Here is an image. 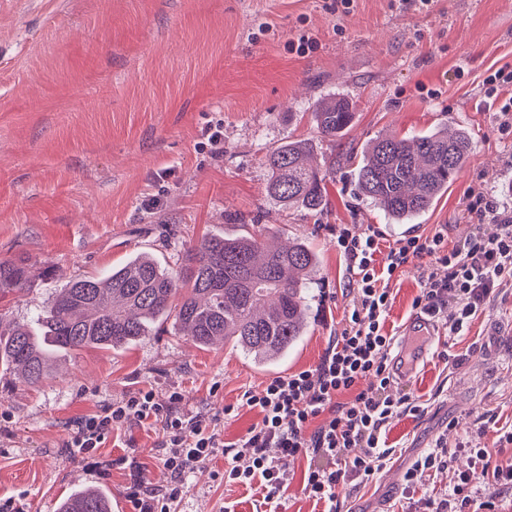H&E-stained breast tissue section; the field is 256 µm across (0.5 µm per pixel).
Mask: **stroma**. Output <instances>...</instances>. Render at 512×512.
Segmentation results:
<instances>
[{
  "mask_svg": "<svg viewBox=\"0 0 512 512\" xmlns=\"http://www.w3.org/2000/svg\"><path fill=\"white\" fill-rule=\"evenodd\" d=\"M303 35L316 48L289 52ZM502 67L512 71V0H0V257H23L41 274L0 300V322H30L70 281L138 253L174 271L203 238L246 230L309 242L320 279L309 329L280 363L254 365L231 342L196 346L163 318L126 347L63 354L42 384L0 375V498L58 512L72 492L99 487L112 512H133L136 485L165 488L159 425L115 431L97 470L66 448L75 421L142 388L179 393L185 414L218 415L222 439L245 434L258 415L243 394L314 367L341 325L351 296L332 226L385 223L355 183L372 138L447 124L474 138L463 171L411 233L441 229L457 243L480 187L512 207V132L499 130L483 83ZM328 96L349 98L355 112L333 144L308 112ZM296 139L308 140L314 160L336 156L324 212L289 210L267 194L266 154ZM419 272L410 263L391 283L395 336L415 314ZM511 328L508 278L467 328L439 336L404 387L418 412L388 425L384 467L340 485L336 512H414L451 478L441 469L405 491L418 458L441 442L465 470L464 441L490 447L497 428L512 427ZM225 463L220 455L189 472L174 512H255L257 493L226 484ZM308 465L291 463L281 512H323L303 492Z\"/></svg>",
  "mask_w": 512,
  "mask_h": 512,
  "instance_id": "obj_1",
  "label": "stroma"
}]
</instances>
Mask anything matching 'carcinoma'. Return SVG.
Here are the masks:
<instances>
[{
	"mask_svg": "<svg viewBox=\"0 0 512 512\" xmlns=\"http://www.w3.org/2000/svg\"><path fill=\"white\" fill-rule=\"evenodd\" d=\"M353 115L352 103L340 97L321 101L311 112L319 137L333 143ZM472 152L465 128L377 139L356 167L360 193L391 223L408 224L448 191ZM308 155L303 140L273 148L265 158L267 192L284 207L320 213L327 209L326 182L336 172V158H328L320 169L309 164ZM318 263L317 253L303 241L267 248L250 233L202 239L175 272L141 253L103 279L73 281L37 315L35 325L0 328V365L38 384L58 353L121 348L171 314L198 345L230 338L255 364H269L287 356L308 331L309 274ZM31 278L24 259L0 258V299L24 290ZM111 508L105 490H79L61 503L59 512Z\"/></svg>",
	"mask_w": 512,
	"mask_h": 512,
	"instance_id": "carcinoma-1",
	"label": "carcinoma"
}]
</instances>
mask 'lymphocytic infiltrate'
<instances>
[{
  "mask_svg": "<svg viewBox=\"0 0 512 512\" xmlns=\"http://www.w3.org/2000/svg\"><path fill=\"white\" fill-rule=\"evenodd\" d=\"M473 230L449 244L443 230L415 234L386 245L374 227L364 232L337 225L336 247L347 260L352 302L342 327L318 364L271 379L258 393H244L243 404L260 420L246 434L221 440L210 420L185 415L176 395L141 389L77 421L67 443L70 455L91 463L112 432L160 423L163 463L171 481L163 492L139 491L137 512H171L195 466L223 454L248 458L246 467H225L224 480L259 490L265 505L277 507L288 485L292 461L308 457L304 492L316 502L333 503L347 479L369 480L388 456L386 428L414 411L410 394L398 393L390 377L388 353L394 343L386 323L393 302L390 284L413 260H422L420 291L413 306L456 333L482 313L504 278H512V210L484 192L471 194ZM496 451L475 448L476 466L453 473L449 490L422 499V512H488L474 503V482L512 488V430L501 431Z\"/></svg>",
  "mask_w": 512,
  "mask_h": 512,
  "instance_id": "obj_1",
  "label": "lymphocytic infiltrate"
}]
</instances>
